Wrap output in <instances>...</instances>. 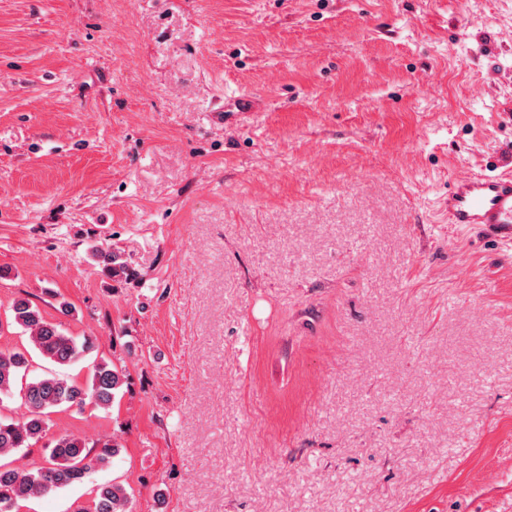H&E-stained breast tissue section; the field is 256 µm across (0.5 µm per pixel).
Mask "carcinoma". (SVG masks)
<instances>
[{
    "label": "carcinoma",
    "instance_id": "cac0c4a2",
    "mask_svg": "<svg viewBox=\"0 0 512 512\" xmlns=\"http://www.w3.org/2000/svg\"><path fill=\"white\" fill-rule=\"evenodd\" d=\"M106 268L118 272L126 268L115 251L97 253ZM28 335L40 358L55 366H69L93 349L89 338L81 341L64 333L60 325L49 321L38 305L26 298L14 300L10 321ZM25 348L0 350V394L21 387L26 414L18 419L0 417V457L20 448H28L49 428V416L59 409H83L91 404L109 408L127 381L123 368L102 360L94 364L84 384L62 378L51 371L32 374V360ZM119 451L110 441L88 445L73 434H61L52 441L46 462L35 469L22 470L0 462V512L9 506L18 510L19 502L39 497L80 483L94 468L105 466ZM126 490L117 484L99 487L93 497L94 512H129Z\"/></svg>",
    "mask_w": 512,
    "mask_h": 512
}]
</instances>
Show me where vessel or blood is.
Instances as JSON below:
<instances>
[{
  "label": "vessel or blood",
  "instance_id": "1",
  "mask_svg": "<svg viewBox=\"0 0 512 512\" xmlns=\"http://www.w3.org/2000/svg\"><path fill=\"white\" fill-rule=\"evenodd\" d=\"M444 209L452 224H477L512 244V172L464 174L448 186Z\"/></svg>",
  "mask_w": 512,
  "mask_h": 512
}]
</instances>
